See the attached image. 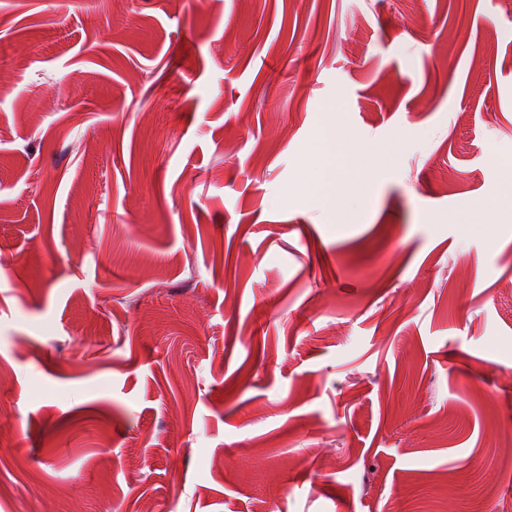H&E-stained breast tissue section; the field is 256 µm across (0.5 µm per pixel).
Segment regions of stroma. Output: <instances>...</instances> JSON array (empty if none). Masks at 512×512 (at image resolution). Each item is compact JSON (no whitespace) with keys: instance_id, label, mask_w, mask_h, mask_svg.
Masks as SVG:
<instances>
[{"instance_id":"stroma-1","label":"stroma","mask_w":512,"mask_h":512,"mask_svg":"<svg viewBox=\"0 0 512 512\" xmlns=\"http://www.w3.org/2000/svg\"><path fill=\"white\" fill-rule=\"evenodd\" d=\"M0 512L512 506V0H0ZM398 145L326 211L302 162Z\"/></svg>"}]
</instances>
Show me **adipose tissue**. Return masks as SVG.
Wrapping results in <instances>:
<instances>
[{
	"label": "adipose tissue",
	"mask_w": 512,
	"mask_h": 512,
	"mask_svg": "<svg viewBox=\"0 0 512 512\" xmlns=\"http://www.w3.org/2000/svg\"><path fill=\"white\" fill-rule=\"evenodd\" d=\"M365 148L355 145L350 138H337L331 135L321 136L309 158L319 163L327 174L326 180L316 190L317 202L321 207H333L339 198L350 169L361 163Z\"/></svg>",
	"instance_id": "1"
}]
</instances>
